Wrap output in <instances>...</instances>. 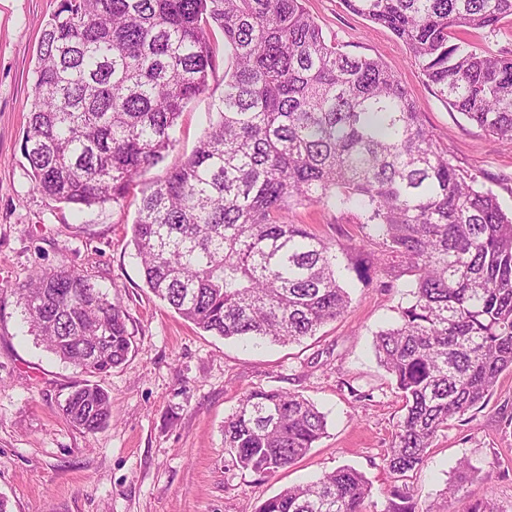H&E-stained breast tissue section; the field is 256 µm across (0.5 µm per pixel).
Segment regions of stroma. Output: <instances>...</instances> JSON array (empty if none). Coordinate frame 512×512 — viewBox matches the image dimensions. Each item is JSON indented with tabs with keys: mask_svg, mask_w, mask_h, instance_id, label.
I'll return each instance as SVG.
<instances>
[{
	"mask_svg": "<svg viewBox=\"0 0 512 512\" xmlns=\"http://www.w3.org/2000/svg\"><path fill=\"white\" fill-rule=\"evenodd\" d=\"M60 2L0 0V495L10 512H257L283 488L342 466L369 480L365 512H384L396 487L424 512L440 503L464 460L476 473L451 512L488 496L512 512V371L483 406L438 433L422 466L401 478L389 474L384 454L402 401L373 341L409 306L413 282L404 267L376 262L358 228L360 211L288 207L286 222L336 242L350 306L300 343L255 347L197 329L147 288L131 242L138 196L80 208L34 189L22 138L39 39ZM303 4L342 52L394 71L437 148L512 212V145L439 100L387 28L344 0ZM214 51L208 91L186 105L173 148L145 180L189 156L215 119L228 65L222 35H215ZM62 264L88 274L129 316L131 353L106 374L85 377L24 331L11 287L34 268ZM88 381L112 400L110 424L93 433L62 414L71 387ZM257 388L300 394L326 419V433L309 453L272 476L224 463V420Z\"/></svg>",
	"mask_w": 512,
	"mask_h": 512,
	"instance_id": "35a3bbf8",
	"label": "stroma"
}]
</instances>
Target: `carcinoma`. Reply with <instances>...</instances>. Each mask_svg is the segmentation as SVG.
<instances>
[{"label":"carcinoma","instance_id":"obj_1","mask_svg":"<svg viewBox=\"0 0 512 512\" xmlns=\"http://www.w3.org/2000/svg\"><path fill=\"white\" fill-rule=\"evenodd\" d=\"M344 2L407 45L441 101L512 144V51L451 42L496 30L512 0ZM216 29L230 60L218 118L190 156L140 188L132 242L145 283L205 332L299 342L350 299L336 244L282 213L293 202L361 209L363 237L414 276L413 301L374 342L403 400L384 458L402 476L512 369V215L438 150L381 60L341 52L302 0H62L38 43L22 140L34 188L73 205L123 201L208 89ZM13 294L28 332L74 369L92 376L127 360L126 311L82 271L40 268ZM62 412L88 433L112 419L108 394L88 383ZM325 431L309 400L258 388L224 421V454L271 475ZM471 472L461 462L443 496ZM370 493L362 473L341 467L258 512H363ZM386 512L414 507L397 487Z\"/></svg>","mask_w":512,"mask_h":512}]
</instances>
